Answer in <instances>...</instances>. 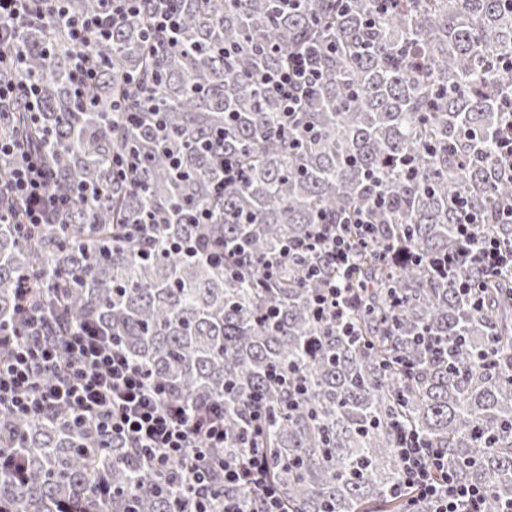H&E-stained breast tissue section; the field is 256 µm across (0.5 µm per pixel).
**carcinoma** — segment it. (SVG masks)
<instances>
[{"instance_id": "cac0c4a2", "label": "carcinoma", "mask_w": 512, "mask_h": 512, "mask_svg": "<svg viewBox=\"0 0 512 512\" xmlns=\"http://www.w3.org/2000/svg\"><path fill=\"white\" fill-rule=\"evenodd\" d=\"M391 2L379 13L378 0H347L336 14L329 0H180L179 34L158 54L143 41L144 18L128 16L112 39L89 45L100 72L98 105L85 112L74 109L63 30L49 21L24 29L18 79L39 82L42 124L0 111V138L52 133L57 190L87 180L104 199L72 203L33 242L0 223V327L14 328L18 277L43 275L52 288L65 283L70 319L108 327L150 380L193 406L224 401L229 433L246 425L249 399L264 396L260 447L292 512H403L408 504L390 497L399 428L488 488L486 512H498L512 500V282L487 289L477 312L457 274L436 273L430 260L455 248L460 197L489 217L478 234L512 239V224L490 220L512 201L496 161L501 101L512 97V68L500 63L512 56V0ZM312 39L331 49L325 82L283 132L260 73ZM133 72L150 80L151 106L135 126L110 108ZM127 149L143 165L136 182L116 183L108 161ZM227 151L246 178L217 199L210 188ZM379 195V240L402 252L360 256L370 291L353 315L354 342L312 316L318 253L269 280L259 270L318 213L371 208ZM202 205L212 236L249 240L245 278L169 248L193 233L187 213ZM146 211L162 217L148 257L121 236ZM269 305L283 311L275 330L260 319ZM274 368L284 382H269ZM296 382L307 392L290 406ZM0 452L26 465L21 480L0 469V512H182L193 501L180 465L154 471L65 412L13 417ZM207 510L224 512V484L211 487Z\"/></svg>"}]
</instances>
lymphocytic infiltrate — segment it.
Listing matches in <instances>:
<instances>
[{
	"mask_svg": "<svg viewBox=\"0 0 512 512\" xmlns=\"http://www.w3.org/2000/svg\"><path fill=\"white\" fill-rule=\"evenodd\" d=\"M36 12L60 24L73 46L69 81L79 112L96 103L89 91L98 79L99 64L84 51L88 42L111 38L113 29L129 15L146 16L145 40L155 50L162 49L165 38L181 27L173 0H98L97 11L88 15L70 13L67 0H0V74L22 69L25 58L16 49L18 27ZM323 53L317 42H306L290 52L281 67L265 73L285 118L303 112L310 94L323 81ZM18 102L29 121L40 124L39 84L0 77V106ZM1 156L11 162L6 188L12 207L8 215L0 214V223L11 220L28 239H37L44 225L59 222L74 200L93 205L101 198L97 185L83 182L66 193L55 191L56 172L46 150L35 149L26 140L0 139ZM454 211L456 246L439 258L438 268L454 273L460 266H472L474 275L460 278L459 291L479 309L485 284L512 275V242L492 234L477 236L474 228L485 218L467 199L456 200ZM377 236L369 210L318 214L306 238L285 242L265 264L264 274L273 277L303 249L320 252L323 262L311 271L321 282L312 297L313 317L334 322L342 335L357 337L348 317L362 302L352 283L355 258L359 250L375 245ZM43 294L35 278L21 280L14 304L20 332L0 335V424L17 415L41 418L66 412L93 435L117 436L150 468L163 470L181 463L187 480L195 485L197 500H205L210 482L219 480L229 489L224 512H246L234 493L238 487L250 493L257 512H288L267 452L257 442L268 414L263 397L251 402L246 434L240 439L244 453L225 456L224 445L231 436L224 430L223 402L189 406L164 385L151 383L113 340L109 328L92 319L70 322L44 301ZM397 454L401 474L391 490L393 496L431 502L434 512H486V490L462 482L442 449L428 447L417 433L402 430Z\"/></svg>",
	"mask_w": 512,
	"mask_h": 512,
	"instance_id": "obj_1",
	"label": "lymphocytic infiltrate"
}]
</instances>
